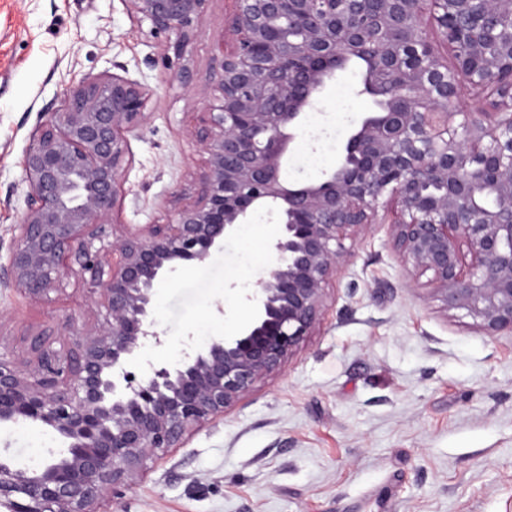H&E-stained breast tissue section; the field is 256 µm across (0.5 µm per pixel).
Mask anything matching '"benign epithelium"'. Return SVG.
Masks as SVG:
<instances>
[{
	"mask_svg": "<svg viewBox=\"0 0 512 512\" xmlns=\"http://www.w3.org/2000/svg\"><path fill=\"white\" fill-rule=\"evenodd\" d=\"M183 55L211 0H122ZM230 44L215 74L200 142L208 171L200 201L109 240L122 194L127 134L146 120L149 90L120 74L84 78L33 132L24 157L27 210L0 264V284L46 296L76 261L105 310L96 329L28 337L35 363L0 353V426H42L64 443L38 470L0 458V512H108L148 462L224 416L281 369L320 322L326 290L351 262L346 240L393 214L402 263L432 274L449 310L487 333H512V0H235ZM441 28V59L425 17ZM372 46L388 102L371 112L335 165L313 182L284 179L301 116L324 94L336 58ZM483 103L464 110L463 99ZM463 117L456 122V117ZM491 195L492 208L482 199ZM278 210L274 263L251 289L257 319L175 365L127 369L161 343L154 287L182 261H204L258 208Z\"/></svg>",
	"mask_w": 512,
	"mask_h": 512,
	"instance_id": "7a95c632",
	"label": "benign epithelium"
}]
</instances>
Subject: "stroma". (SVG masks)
I'll return each instance as SVG.
<instances>
[{
	"label": "stroma",
	"mask_w": 512,
	"mask_h": 512,
	"mask_svg": "<svg viewBox=\"0 0 512 512\" xmlns=\"http://www.w3.org/2000/svg\"><path fill=\"white\" fill-rule=\"evenodd\" d=\"M234 9L211 0L177 57L122 0H0L1 257L27 208L30 136L88 76L119 71L151 92L107 220L115 238L200 200L198 135ZM359 84L337 73L284 159L286 179L311 182L334 163L372 108ZM349 248L322 320L282 368L153 462L112 512H512V335L447 310L429 274L401 263L392 225H368ZM103 318L76 273L36 301L0 287V351L23 366L27 336L51 332L58 347ZM62 445L41 427L0 428V456L21 466Z\"/></svg>",
	"instance_id": "obj_1"
}]
</instances>
